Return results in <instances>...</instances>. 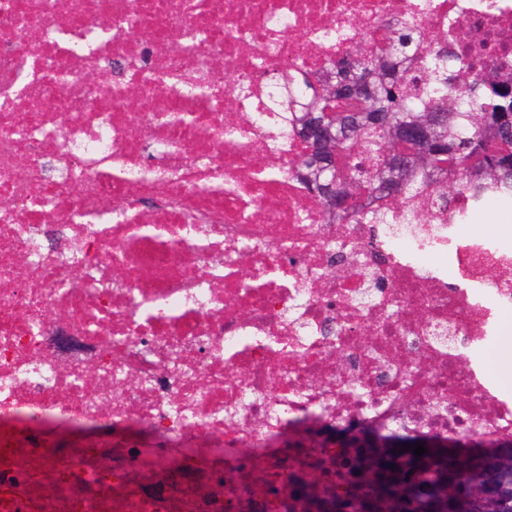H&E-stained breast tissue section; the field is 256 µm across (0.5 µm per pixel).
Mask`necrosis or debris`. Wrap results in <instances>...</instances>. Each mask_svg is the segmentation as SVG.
<instances>
[{
  "instance_id": "1",
  "label": "necrosis or debris",
  "mask_w": 512,
  "mask_h": 512,
  "mask_svg": "<svg viewBox=\"0 0 512 512\" xmlns=\"http://www.w3.org/2000/svg\"><path fill=\"white\" fill-rule=\"evenodd\" d=\"M402 26L512 73V0H0V512H361L364 435L512 441L495 193L331 224L291 169L282 75ZM481 224H509L512 227V208L509 211L501 210L497 205L490 204L483 211L476 213L467 225V230L474 232H483V230L474 227H480ZM508 322H511V324H512V317L510 318L507 315L503 319L501 329H500V334L497 337L495 344L491 348L484 351V353H483V374L491 384L495 385L496 387H498L500 389H505L504 385L498 379H496L494 376H492L491 368H492V362L498 360V351L503 350L505 348V345H506V342L504 339L505 331H504L503 335H502V331H503L504 326Z\"/></svg>"
}]
</instances>
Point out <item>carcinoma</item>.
Returning a JSON list of instances; mask_svg holds the SVG:
<instances>
[{
    "label": "carcinoma",
    "mask_w": 512,
    "mask_h": 512,
    "mask_svg": "<svg viewBox=\"0 0 512 512\" xmlns=\"http://www.w3.org/2000/svg\"><path fill=\"white\" fill-rule=\"evenodd\" d=\"M424 45L420 33L410 27L394 32L388 46L376 50L366 44L350 53L355 73L369 77L363 97L352 109L344 101H336V156L353 149L352 173L336 178V191L356 196L362 191L379 194L394 204L383 175L394 161L391 154L393 132L414 121L442 115L436 125L430 148L432 157L425 168L437 173L449 171L447 182L439 186L442 200L453 203L455 196H480L485 189L512 194V90L502 84L488 93L482 76L474 72L465 86L444 80L446 59L436 54L433 97L416 103L410 96L413 82L392 63L406 58ZM290 121L297 124L308 111L316 112L324 100L325 85L305 73L282 78ZM362 153L377 155L374 168L358 161ZM448 167L443 169L441 164ZM374 464L359 468L360 476L371 487L370 507L374 512H473V502L480 490L481 472L491 461L502 459L512 470V447L497 448L484 455L483 461L471 458L463 465L453 448L436 446L418 457L410 455L406 462L390 448L363 449Z\"/></svg>",
    "instance_id": "cac0c4a2"
}]
</instances>
